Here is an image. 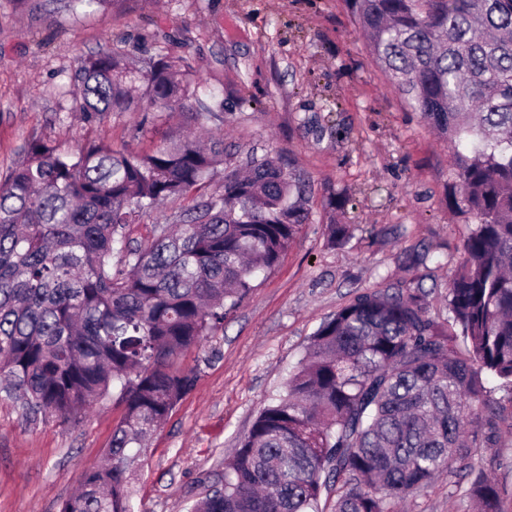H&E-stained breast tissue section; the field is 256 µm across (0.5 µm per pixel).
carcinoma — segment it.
<instances>
[{
    "mask_svg": "<svg viewBox=\"0 0 512 512\" xmlns=\"http://www.w3.org/2000/svg\"><path fill=\"white\" fill-rule=\"evenodd\" d=\"M76 13L111 0H43ZM405 102L453 145L448 200L472 218L448 282V317L421 280L356 294L311 337L285 394L264 406L191 512H394L454 469L477 512H502L477 464L500 444L512 392V0H342ZM87 121L175 110L221 117L162 55L115 49L76 72ZM224 139L181 132L150 151L93 141L73 154L34 137L0 178V378L35 418L76 423L113 396L124 414L107 462L60 512H133L136 455L193 388L175 358L202 346L278 266L309 222L305 184L278 158L224 169L223 190L151 227L223 162ZM189 203L190 199L177 201L175 203H169L160 210L145 215L141 220V224L130 225V238L138 242H144L148 235L151 224H156L157 221H160L163 214H166L168 216L172 215L174 212H177L181 207L187 206Z\"/></svg>",
    "mask_w": 512,
    "mask_h": 512,
    "instance_id": "1",
    "label": "carcinoma"
}]
</instances>
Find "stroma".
Listing matches in <instances>:
<instances>
[{"label": "stroma", "mask_w": 512, "mask_h": 512, "mask_svg": "<svg viewBox=\"0 0 512 512\" xmlns=\"http://www.w3.org/2000/svg\"><path fill=\"white\" fill-rule=\"evenodd\" d=\"M185 60L222 100L224 170L247 157L289 162L309 182V224L282 263L202 347L178 356L193 389L135 463V512H190L259 411L285 391L313 333L355 292L421 278L432 315L447 317L448 282L470 226L448 207L452 154L373 61L341 0H112L105 9L36 19L0 7V175L42 137L63 152L105 140L150 149L179 115L112 112L89 122L74 109L81 58L104 48ZM347 196L350 236L333 245L329 193ZM426 256L410 265V256ZM123 407L108 400L76 423L30 421L0 392V512H60L100 462ZM478 460L512 512V429ZM468 482L447 473L404 512H475Z\"/></svg>", "instance_id": "stroma-1"}]
</instances>
